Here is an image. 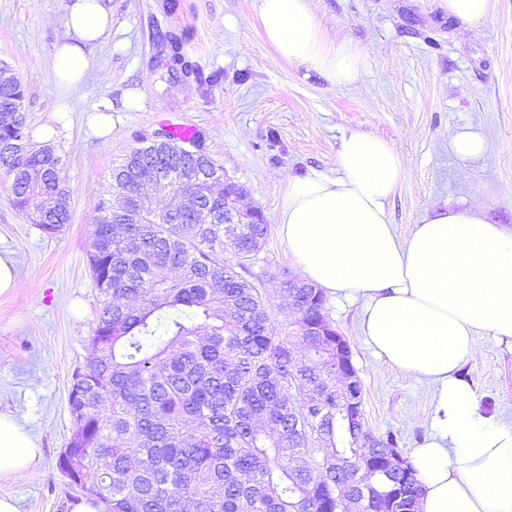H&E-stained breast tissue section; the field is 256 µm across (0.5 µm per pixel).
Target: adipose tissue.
Here are the masks:
<instances>
[{
  "instance_id": "1",
  "label": "adipose tissue",
  "mask_w": 512,
  "mask_h": 512,
  "mask_svg": "<svg viewBox=\"0 0 512 512\" xmlns=\"http://www.w3.org/2000/svg\"><path fill=\"white\" fill-rule=\"evenodd\" d=\"M267 42L330 85H356L367 55L328 41L310 0H259ZM64 37L52 52L63 82L84 80L96 45L112 32L105 0H67ZM336 176L289 180L278 230L299 273L337 301L362 302L364 342L380 362L425 383L432 432L408 461L422 488L420 512H512V424L481 409L463 370L485 338L512 346V228L473 203L423 217L408 238L388 203L404 177L390 141L349 131ZM38 445L0 411V476L35 472Z\"/></svg>"
}]
</instances>
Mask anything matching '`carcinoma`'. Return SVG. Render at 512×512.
Instances as JSON below:
<instances>
[{
    "mask_svg": "<svg viewBox=\"0 0 512 512\" xmlns=\"http://www.w3.org/2000/svg\"><path fill=\"white\" fill-rule=\"evenodd\" d=\"M165 40L167 68L186 63L180 39ZM21 100L20 81L0 84V108ZM170 162L194 180L169 188L164 207L150 203L142 223L122 226L104 200L94 219L88 262L102 307L92 364L72 374L60 471L94 486L104 512H339L338 489L364 499L363 512L392 490L419 512V481L386 468L397 436L350 421L336 402V347L305 335L306 323L324 318L322 289H296L292 331L282 334L241 274L269 225L203 222L224 215L214 161L141 137L112 167L116 199L132 201L137 181ZM0 166L13 206L46 211V236L61 231V159L32 141L24 112L0 111ZM185 194L197 215L181 209ZM228 248L237 269L224 262Z\"/></svg>",
    "mask_w": 512,
    "mask_h": 512,
    "instance_id": "obj_1",
    "label": "carcinoma"
}]
</instances>
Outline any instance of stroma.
<instances>
[{
  "label": "stroma",
  "instance_id": "1",
  "mask_svg": "<svg viewBox=\"0 0 512 512\" xmlns=\"http://www.w3.org/2000/svg\"><path fill=\"white\" fill-rule=\"evenodd\" d=\"M65 0H0V62L20 78L31 130L57 132L70 220L49 237L12 203L0 173V256L21 278L0 295V410L34 434L39 478L0 477V495L19 512H72L84 494L58 468L71 435L68 389L91 357L100 296L88 266L93 222L108 199L111 170L138 135L181 121L193 125L227 177L271 229L247 261L273 319L292 318L277 294L294 263L277 231L290 179L336 173L341 139L356 129L393 142L404 178L389 203L408 237L424 216L480 199L485 217L512 228V0H493L489 17L468 25L435 0H311L330 40H352L368 56L360 83L334 87L305 77L279 56L257 22L259 0H109L112 39L94 50L95 69L74 88L56 84L51 52L63 35ZM182 36V52L209 77L172 80L158 32ZM111 103L110 141L91 135L85 110ZM480 131L485 153L463 161L452 148L461 130ZM326 314L349 341L373 434L392 431L410 455L430 432L425 384L377 361L362 336L360 304L326 300ZM466 368L492 414L512 423V348L485 340Z\"/></svg>",
  "mask_w": 512,
  "mask_h": 512
}]
</instances>
